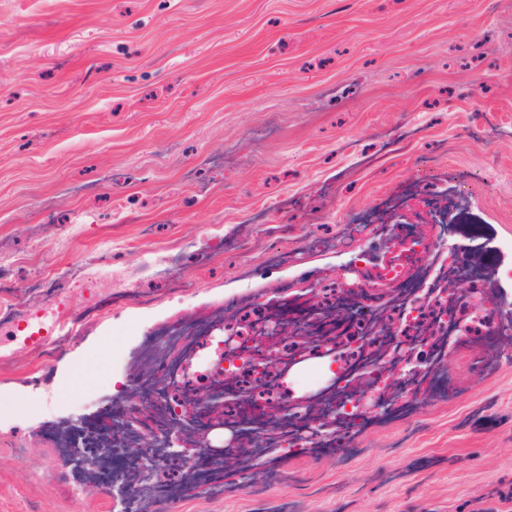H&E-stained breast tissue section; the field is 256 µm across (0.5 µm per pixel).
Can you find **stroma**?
Segmentation results:
<instances>
[{"mask_svg": "<svg viewBox=\"0 0 512 512\" xmlns=\"http://www.w3.org/2000/svg\"><path fill=\"white\" fill-rule=\"evenodd\" d=\"M512 241V0H0V512H118L57 450L145 366L361 259L428 263L433 209ZM65 301L61 350L10 342ZM340 446L131 512H512V348ZM25 456H17V449Z\"/></svg>", "mask_w": 512, "mask_h": 512, "instance_id": "35a3bbf8", "label": "stroma"}]
</instances>
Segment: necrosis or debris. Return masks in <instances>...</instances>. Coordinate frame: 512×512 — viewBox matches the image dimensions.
Wrapping results in <instances>:
<instances>
[{"label":"necrosis or debris","mask_w":512,"mask_h":512,"mask_svg":"<svg viewBox=\"0 0 512 512\" xmlns=\"http://www.w3.org/2000/svg\"><path fill=\"white\" fill-rule=\"evenodd\" d=\"M432 247L436 258L417 277L397 267L391 270V278L403 287L401 295L380 299L369 292L354 295L339 282L319 289L321 306L336 312L337 323L326 327L325 338L335 344L345 373L336 386L334 403L296 409L285 426L257 421L250 417V407H277L284 399L283 389L266 384L246 365L229 381L215 370L186 373L188 361L207 345L208 331L202 328L193 336L170 332L165 336L167 354L154 373L138 376L127 392L129 402L153 413L148 429L155 441L153 467L145 468L141 459L123 457L119 472H112L102 464L103 448L95 445L81 449L86 466H100L105 481L130 482L136 499L143 502L162 495L166 471L190 477L219 494L224 490L228 456H185L167 448L170 424L165 413L172 403H199L204 394L220 400L217 411L201 406L198 428L207 429L213 417H220L225 427L234 430L237 447L247 449L260 463L270 449L302 447L310 436L307 422L311 416L325 422L326 436L320 444L330 448L352 425L366 421V405L381 402L382 416L392 417L402 413L413 396L445 388L449 346L459 347L476 337L490 352L501 338L490 328L491 286L471 258L449 257L437 240ZM269 317L266 304L253 303L231 319L228 331L238 346L257 352L263 346L261 329Z\"/></svg>","instance_id":"1"}]
</instances>
